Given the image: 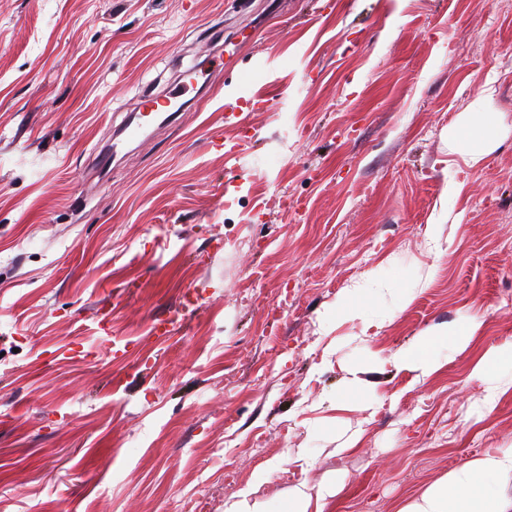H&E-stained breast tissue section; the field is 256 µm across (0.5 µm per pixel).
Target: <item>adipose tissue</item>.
<instances>
[{"instance_id": "ef3b65f1", "label": "adipose tissue", "mask_w": 512, "mask_h": 512, "mask_svg": "<svg viewBox=\"0 0 512 512\" xmlns=\"http://www.w3.org/2000/svg\"><path fill=\"white\" fill-rule=\"evenodd\" d=\"M449 141L461 139L470 144L471 161L481 160L498 139V130L483 125L477 112L462 113L448 130ZM479 319L461 323H445L422 332L407 349L389 356V364L398 368L412 367L431 375L445 363L438 349L454 341L457 350H464L469 338L481 328ZM486 389L480 406L493 410L498 395L512 388V339L493 349L479 369ZM512 484V448H497L471 460L462 468L426 487L408 500L400 512H512V497L500 493V486Z\"/></svg>"}]
</instances>
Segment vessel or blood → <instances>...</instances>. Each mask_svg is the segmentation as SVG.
Instances as JSON below:
<instances>
[{"mask_svg": "<svg viewBox=\"0 0 512 512\" xmlns=\"http://www.w3.org/2000/svg\"><path fill=\"white\" fill-rule=\"evenodd\" d=\"M193 94L195 100H202L208 94L207 85L189 88L188 84L180 83L172 85L166 92L156 94H142L137 98V114L123 121L113 137L110 147L94 151L91 157V165L96 170L102 171L109 168L119 154L134 141L141 138L149 123L160 122L164 125L175 124L181 117L180 110L174 109L171 102L174 99ZM263 102L260 98L253 97L243 99L231 97L224 102V122L237 128L245 127L251 112L262 109Z\"/></svg>", "mask_w": 512, "mask_h": 512, "instance_id": "1", "label": "vessel or blood"}]
</instances>
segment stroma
<instances>
[{
    "mask_svg": "<svg viewBox=\"0 0 512 512\" xmlns=\"http://www.w3.org/2000/svg\"><path fill=\"white\" fill-rule=\"evenodd\" d=\"M324 2L0 0V512H228L339 471L324 512H398L512 448V388L474 410L512 337V0ZM229 41L213 100L90 170ZM256 93L239 159L207 151ZM475 104L500 137L472 166L446 132ZM349 288L378 335L326 318ZM470 317L439 372L384 367ZM263 108L261 98L229 97L224 100V123L239 128L248 125V112H255Z\"/></svg>",
    "mask_w": 512,
    "mask_h": 512,
    "instance_id": "1",
    "label": "stroma"
}]
</instances>
